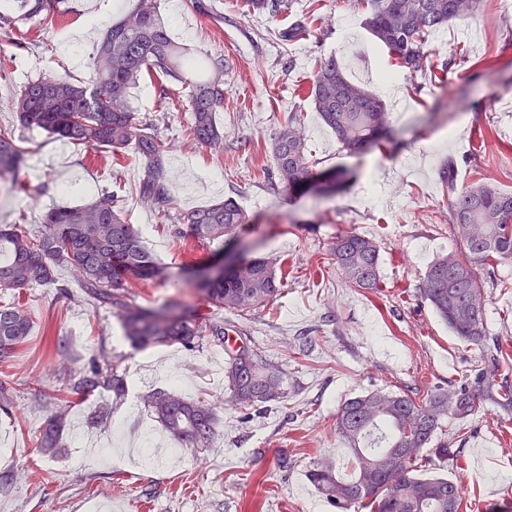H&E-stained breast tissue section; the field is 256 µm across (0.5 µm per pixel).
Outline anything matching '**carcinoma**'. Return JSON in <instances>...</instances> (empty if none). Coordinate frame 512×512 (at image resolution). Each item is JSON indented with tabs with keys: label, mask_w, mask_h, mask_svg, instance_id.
<instances>
[{
	"label": "carcinoma",
	"mask_w": 512,
	"mask_h": 512,
	"mask_svg": "<svg viewBox=\"0 0 512 512\" xmlns=\"http://www.w3.org/2000/svg\"><path fill=\"white\" fill-rule=\"evenodd\" d=\"M364 7L363 26L414 77L432 67L429 37L435 31L474 14L481 0H356ZM250 12L274 17L291 9L293 0H245ZM47 0H8L0 5V31L12 32L28 18L46 10ZM95 81L86 86L66 78L40 76L29 80L10 105L19 124L67 140L87 153L115 156L134 147L146 168L141 199L159 213L171 202L162 159L167 145L153 124L135 121L128 92L145 71H159L186 85L191 107V138L212 154L224 153V135L214 120L224 108V60L211 59L210 76L192 80L198 62L175 44L156 0H137L112 21L90 56ZM309 95L322 122L341 148L351 153L381 147L387 141L388 111L372 91L348 78L336 56L320 59ZM273 170H262L270 188L291 192L318 173L311 161L299 112H292L272 142ZM25 164V149L14 128L0 125V180L13 190ZM448 185V223L458 241L453 254L431 262L420 278L419 292L456 336L485 345L489 339L483 284L478 269L512 261V192L480 179L458 186L455 165L442 172ZM246 223L231 199L194 210L183 223L171 225L182 243L207 242L221 250L226 239ZM336 268L352 288L380 287L378 245L353 233L336 237L332 246ZM276 262L255 258L199 285L206 312L187 314L177 302L160 307L138 304L132 285L167 278L143 245L140 232L116 209L112 195L84 205L55 206L33 231L19 224H0V289L65 288L58 272L69 273L83 302L115 314L123 336L137 348L153 344L180 345L192 351L207 343L224 346L222 312L246 314L270 304L284 286ZM33 313L18 303L0 305V362L16 356L26 343ZM225 378L236 404L254 407L285 395L283 373L263 363L242 344L225 354ZM125 380L117 366L95 364L70 387L83 397L104 389L120 399ZM12 383L0 379V412L13 409ZM156 421L173 439L194 448L210 446L217 420L212 407L180 393L157 391L147 399ZM46 417L36 436L37 447L50 453L60 447L66 405H45ZM476 409L474 393L465 384L451 392L420 399L400 392H369L344 401L336 417V433L352 455V472L341 477L329 460L310 471L313 485L336 512H459L460 482L423 469V450L446 457L448 442L438 439L448 415Z\"/></svg>",
	"instance_id": "1"
}]
</instances>
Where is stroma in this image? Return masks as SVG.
Segmentation results:
<instances>
[{
  "instance_id": "stroma-1",
  "label": "stroma",
  "mask_w": 512,
  "mask_h": 512,
  "mask_svg": "<svg viewBox=\"0 0 512 512\" xmlns=\"http://www.w3.org/2000/svg\"><path fill=\"white\" fill-rule=\"evenodd\" d=\"M110 0H55L12 34H0V124L15 125L9 100L27 80L68 77L91 84L89 57L105 25L118 17ZM175 42L200 57L224 60V109L217 123L224 153L215 157L187 138L189 91L160 74L130 91L136 120L151 122L168 150L163 166L169 218L142 205L146 177L134 150L121 162L87 158L84 148L17 127L28 147L18 180L26 192L0 188V224L32 229L54 206L78 205L107 191L123 217L142 232L146 249L170 276L137 287L148 307L178 300L198 308L202 296L189 274L217 261L206 243L183 245L170 234L191 210L234 199L247 224L235 244L249 258L286 259L288 278L267 307L225 312L224 325L282 370L287 395L265 408L238 409L224 381V351L157 345L143 351L124 340L118 319L76 293L23 290L36 323L8 372L13 418L0 417V512H335L308 478L329 458L350 474L349 452L336 434L342 402L366 391L419 395L457 387L480 364V346L454 336L422 300L420 279L435 258L456 250L440 170L454 163L458 184L483 176L512 190V0H483L474 17L429 39L434 63L456 57L442 78L409 76L394 65L346 0H296L276 18L245 12L241 0H158ZM310 30L290 45L278 39L294 18ZM336 55L349 78L380 92L395 141L364 154L342 152L308 97L318 58ZM301 113L318 171L336 174L335 192L274 193L263 177L271 143L288 113ZM352 232L380 248L381 286L350 287L331 247ZM489 337L501 357L496 381L512 385V262L480 271ZM107 350L124 373L127 392L113 402L104 391L69 393L72 379ZM175 388L216 405L215 438L141 465L144 444L174 442L150 415L146 397ZM70 395L55 454L36 446L45 396ZM443 439L449 458L428 454V471L459 480L461 512H487L512 502V406L480 399L474 414L449 417Z\"/></svg>"
}]
</instances>
